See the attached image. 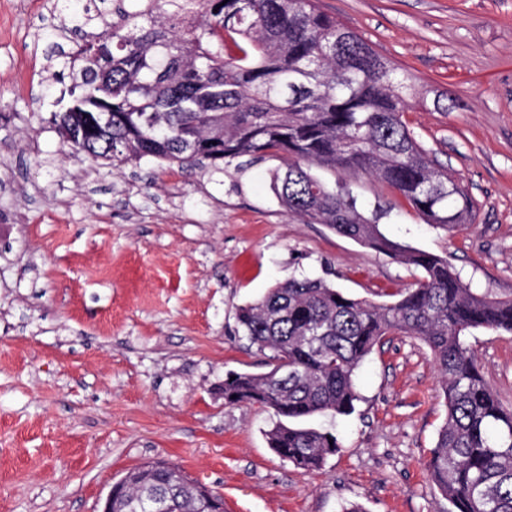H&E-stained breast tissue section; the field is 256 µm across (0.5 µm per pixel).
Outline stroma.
I'll use <instances>...</instances> for the list:
<instances>
[{"instance_id": "stroma-1", "label": "stroma", "mask_w": 512, "mask_h": 512, "mask_svg": "<svg viewBox=\"0 0 512 512\" xmlns=\"http://www.w3.org/2000/svg\"><path fill=\"white\" fill-rule=\"evenodd\" d=\"M53 0H0V512H96L135 467L165 460L225 512H447L425 463L445 419L431 354L391 335L357 373L351 415L312 418L341 448L315 472L270 448L265 408L228 406L227 371H267L237 331L239 306L290 278L392 302L415 269L273 193L283 162L225 171L109 165L65 146L51 120L66 83L41 34ZM415 85L405 120L477 203L451 232L367 175L343 181L390 239L446 259L475 292L512 296V0H319ZM465 345L512 408V334Z\"/></svg>"}]
</instances>
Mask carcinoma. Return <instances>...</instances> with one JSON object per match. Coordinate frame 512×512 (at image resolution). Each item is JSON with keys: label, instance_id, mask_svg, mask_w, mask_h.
Segmentation results:
<instances>
[{"label": "carcinoma", "instance_id": "obj_1", "mask_svg": "<svg viewBox=\"0 0 512 512\" xmlns=\"http://www.w3.org/2000/svg\"><path fill=\"white\" fill-rule=\"evenodd\" d=\"M63 39L50 45L56 79H69L52 121L69 148L95 160L143 159L194 167L249 156L280 157L274 192L288 216L422 273L391 303L350 297L325 279L291 278L237 311L239 331L268 354L264 373L230 371L224 404L259 405L276 420L270 447L295 466L320 469L340 444L307 427L318 415L347 416L360 400L355 377L385 337L401 334L430 350L445 421L426 461L448 512H512V409L503 408L461 341L479 327L512 333V298L476 294L448 261L386 237L382 211L357 208L344 185L312 168L376 178L429 224H470L475 202L434 163L404 120L397 67L317 0H91L83 15L55 0ZM208 512L218 498L177 465L147 462L129 471L112 512Z\"/></svg>", "mask_w": 512, "mask_h": 512}]
</instances>
